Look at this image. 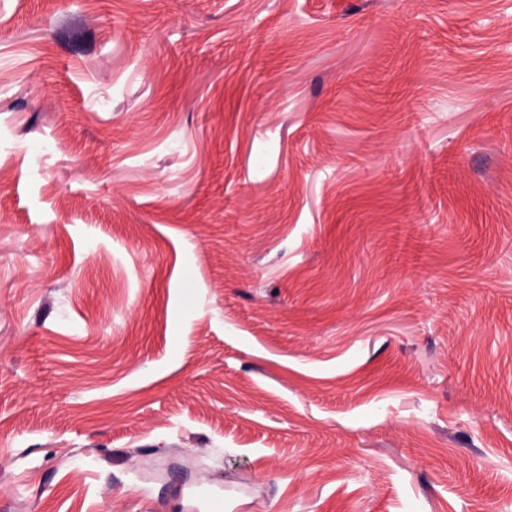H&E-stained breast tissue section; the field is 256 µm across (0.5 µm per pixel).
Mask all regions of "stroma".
Here are the masks:
<instances>
[{
  "instance_id": "stroma-1",
  "label": "stroma",
  "mask_w": 512,
  "mask_h": 512,
  "mask_svg": "<svg viewBox=\"0 0 512 512\" xmlns=\"http://www.w3.org/2000/svg\"><path fill=\"white\" fill-rule=\"evenodd\" d=\"M0 512H512V0H0Z\"/></svg>"
}]
</instances>
